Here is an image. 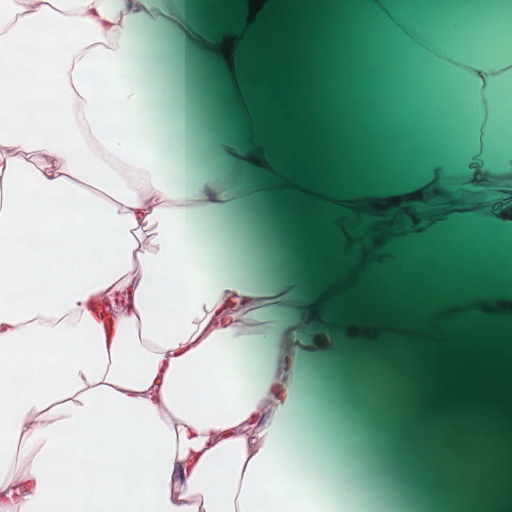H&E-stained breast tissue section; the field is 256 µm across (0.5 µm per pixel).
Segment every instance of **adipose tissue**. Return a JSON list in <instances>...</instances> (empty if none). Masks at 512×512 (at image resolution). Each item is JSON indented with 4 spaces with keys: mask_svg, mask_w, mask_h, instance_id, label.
<instances>
[{
    "mask_svg": "<svg viewBox=\"0 0 512 512\" xmlns=\"http://www.w3.org/2000/svg\"><path fill=\"white\" fill-rule=\"evenodd\" d=\"M310 3L343 199L220 0H0V512H512V0ZM461 412L453 413L456 418L453 425L448 429V448L446 451L448 463L452 464V473L457 478H480L486 475V471L475 472L472 465V457L468 446L471 445L473 437L477 435L476 424L464 422L457 417Z\"/></svg>",
    "mask_w": 512,
    "mask_h": 512,
    "instance_id": "ef3b65f1",
    "label": "adipose tissue"
}]
</instances>
